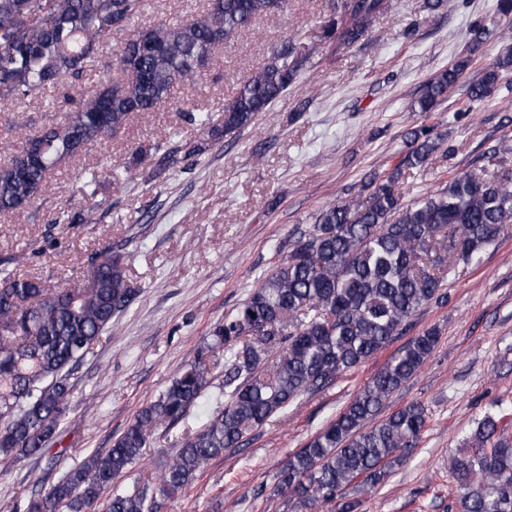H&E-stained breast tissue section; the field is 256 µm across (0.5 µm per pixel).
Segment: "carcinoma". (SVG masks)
Masks as SVG:
<instances>
[{
  "instance_id": "carcinoma-1",
  "label": "carcinoma",
  "mask_w": 512,
  "mask_h": 512,
  "mask_svg": "<svg viewBox=\"0 0 512 512\" xmlns=\"http://www.w3.org/2000/svg\"><path fill=\"white\" fill-rule=\"evenodd\" d=\"M386 0H331L320 42L353 47L386 9ZM288 0H208L188 23L159 19L135 25L144 0H0V104L41 99L74 86L97 67L104 39L121 38L112 65L126 75L80 93L61 122L27 130L12 158L0 163V213H20L46 187L50 171L89 147L112 139L135 113L151 112L178 86L196 83L212 51L260 17L283 12ZM320 46L287 38L224 103L222 115L195 107L183 119L218 144L252 125L300 77ZM466 67L460 61L428 80L418 99L430 112ZM512 53L473 83L474 101L495 88ZM408 151L368 194L325 206L309 233L265 276L200 345L193 360L144 406L112 447L88 455L26 512H94L108 494L106 512H159L207 464L288 408L365 363L402 334L420 309L443 298L445 272L470 263L512 222V172L458 175L440 189L405 203L396 185L404 170L425 165L441 142L434 127L407 133ZM202 152L182 144L154 147L143 172L150 187L179 161ZM127 257L107 248L91 261L80 288L53 289L0 269V457L40 453L58 437L72 392L70 375L94 355L112 319L132 304ZM439 332L411 338L339 413L282 466L277 491L300 508L333 504L358 512L351 485L372 490L388 469L417 447L429 414L412 402L371 424L388 398L433 353ZM224 367L214 383V369ZM218 385L224 404L196 428H185L158 481L130 488L114 481L140 460L156 432L177 427L206 392ZM475 452L455 458L459 512H512V440L500 420L485 415L469 436Z\"/></svg>"
}]
</instances>
